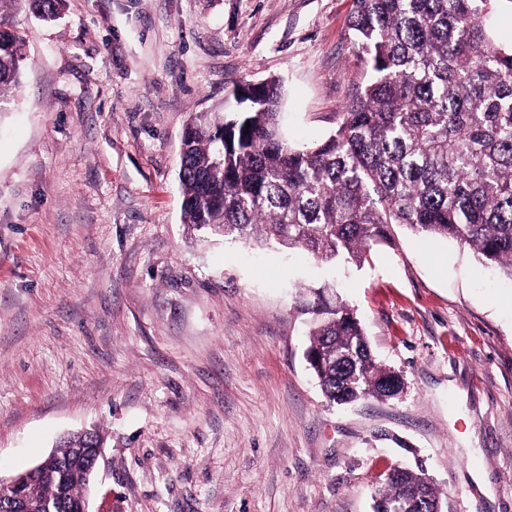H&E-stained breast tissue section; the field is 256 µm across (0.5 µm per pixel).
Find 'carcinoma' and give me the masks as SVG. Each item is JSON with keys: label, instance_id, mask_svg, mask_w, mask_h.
Here are the masks:
<instances>
[{"label": "carcinoma", "instance_id": "1", "mask_svg": "<svg viewBox=\"0 0 512 512\" xmlns=\"http://www.w3.org/2000/svg\"><path fill=\"white\" fill-rule=\"evenodd\" d=\"M46 21L63 0H28ZM499 0H354L353 52L368 71L335 132L298 148L282 137V86L240 84V108L198 114L183 143V223L225 238L304 248L318 262L363 265L393 228L452 238L512 279V46L490 34ZM23 40L0 21V96L21 86ZM309 362L332 404L390 398L403 386L372 357L353 309L310 288ZM82 438L54 475L26 483L18 506L57 499L74 512L87 468ZM389 512L441 501L423 472L391 469L376 490Z\"/></svg>", "mask_w": 512, "mask_h": 512}]
</instances>
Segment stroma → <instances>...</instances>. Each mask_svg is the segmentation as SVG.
<instances>
[{
    "label": "stroma",
    "mask_w": 512,
    "mask_h": 512,
    "mask_svg": "<svg viewBox=\"0 0 512 512\" xmlns=\"http://www.w3.org/2000/svg\"><path fill=\"white\" fill-rule=\"evenodd\" d=\"M353 0H27L0 97V476L98 431L90 512H372L424 470L444 512H512V280L396 227L369 263L182 222L185 130L280 79L283 132L333 133L365 70ZM334 285L399 395L329 404L307 286ZM0 21V96L19 90L21 86L23 40Z\"/></svg>",
    "instance_id": "obj_1"
}]
</instances>
